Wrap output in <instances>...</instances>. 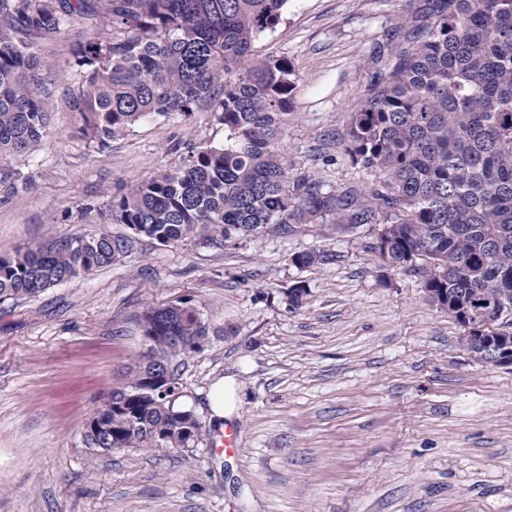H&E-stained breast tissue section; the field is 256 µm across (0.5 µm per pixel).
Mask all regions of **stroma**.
Masks as SVG:
<instances>
[{
	"label": "stroma",
	"instance_id": "stroma-1",
	"mask_svg": "<svg viewBox=\"0 0 512 512\" xmlns=\"http://www.w3.org/2000/svg\"><path fill=\"white\" fill-rule=\"evenodd\" d=\"M426 0H288L259 44L297 73L278 143L289 176L323 188L369 180L343 142L349 113L409 47L400 21ZM86 21L41 43L54 67L51 132L4 157L0 254L104 230L112 197L220 145L211 113L147 116L107 148L76 137L71 107ZM365 224H271L259 237L167 247L141 239L112 266L0 303V512H512V365L478 362L419 276L386 268ZM319 250L328 262L297 266ZM307 293L289 309L296 284ZM194 305L205 342L179 365V405L205 430L197 447H89L87 421L148 348L140 315ZM234 382L230 418L209 394ZM240 449L217 441L227 430Z\"/></svg>",
	"mask_w": 512,
	"mask_h": 512
}]
</instances>
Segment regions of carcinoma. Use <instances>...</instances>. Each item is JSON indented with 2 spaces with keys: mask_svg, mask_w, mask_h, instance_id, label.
Segmentation results:
<instances>
[{
  "mask_svg": "<svg viewBox=\"0 0 512 512\" xmlns=\"http://www.w3.org/2000/svg\"><path fill=\"white\" fill-rule=\"evenodd\" d=\"M288 0H0V157L37 150L51 124L53 84L39 42L74 18L105 28L77 44L81 134L104 147L146 116L205 111L224 144L193 148L176 168L112 198L130 230L64 238L0 255V302L32 298L121 261L146 237L168 246L222 243L269 224H380L372 246L392 268L421 275L427 298L481 336L483 321L512 329V0H436L382 83L347 118L346 151L370 181L325 190L293 180L277 144L296 89L284 56L257 53ZM329 260L294 257L300 267ZM184 301L142 314L163 384L208 335ZM138 358L119 398L86 424L108 448H193L194 410L158 392Z\"/></svg>",
  "mask_w": 512,
  "mask_h": 512,
  "instance_id": "cac0c4a2",
  "label": "carcinoma"
}]
</instances>
